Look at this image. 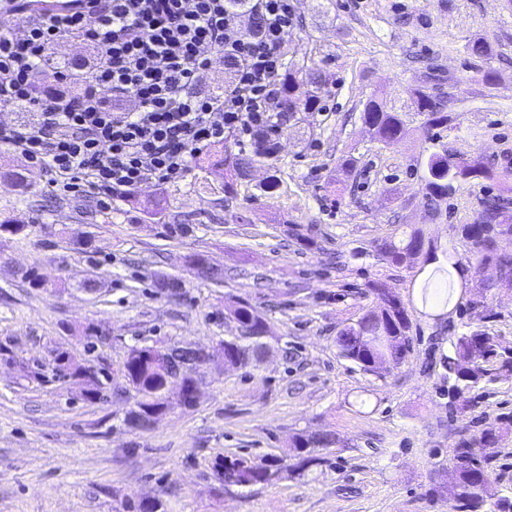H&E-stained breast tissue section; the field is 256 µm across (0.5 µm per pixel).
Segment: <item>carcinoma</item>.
<instances>
[{"instance_id": "cac0c4a2", "label": "carcinoma", "mask_w": 512, "mask_h": 512, "mask_svg": "<svg viewBox=\"0 0 512 512\" xmlns=\"http://www.w3.org/2000/svg\"><path fill=\"white\" fill-rule=\"evenodd\" d=\"M228 7L235 12L250 14L254 20L253 30L260 26V16L254 0H228ZM298 71L290 69L281 82L282 94L288 101L289 117L300 112H314L320 104L326 80L322 70L313 66L304 70V75L315 89L306 100L294 98L292 88ZM417 111L424 115L429 130L448 126L451 117L444 112V104L437 96L418 89L413 92ZM363 122L372 128L378 139L387 146L398 144L403 138V121L397 112H389L375 101L369 102L362 113ZM254 157L224 148L222 160L216 163L222 170L221 188L227 195L236 192L238 182L244 179ZM473 177L497 176L504 181L512 180V166L506 165L495 172L480 158L470 160ZM457 177L454 156L448 150L432 153L427 163L425 189L432 196L444 197L452 194ZM508 199L497 198L488 202L472 224L461 225V236L472 246L473 251L495 266L498 279L485 282L482 287L490 290L500 284L512 283V254L499 250L503 238H512V220L507 218ZM424 239L417 230L405 231L402 237L383 238L374 242L377 257L400 266L405 261L424 252ZM191 264L199 277L218 281L222 269L203 253L191 257ZM421 301L424 305L441 303L449 305L455 298L457 284L449 271L441 270L421 281ZM365 294L371 297V307L356 322L338 331L336 347L340 355L354 363L366 374L376 373V364L382 361L397 365L409 348L410 321L400 296L383 282H373ZM239 324L242 335L237 342L224 349V356L248 366L259 360L262 351L261 336L267 333V324L259 312L249 303L239 301L230 309ZM192 360L190 351L177 348L171 351L170 360L156 363L147 354V347L132 346L124 363L123 376L126 382L138 388L136 409L128 422L135 428L150 426L152 413L167 409L165 383L175 370ZM448 378L453 381L448 399L452 404L471 408L478 404L476 398L494 392L498 383L512 377V356L501 348L499 338L482 329H467L452 340L444 358ZM512 433V411L503 412L484 423L478 435L462 440L450 450L449 463L453 480L461 489L459 512H512V495L487 496L484 486L489 483L488 459L483 455L484 444L500 442ZM335 437L324 432L316 438L300 434L292 442L294 463L283 469V458L270 457L252 461L244 457L226 456L216 460L214 468L224 485L241 487L268 486L283 472L303 477L311 467L326 462L323 451L335 445Z\"/></svg>"}]
</instances>
